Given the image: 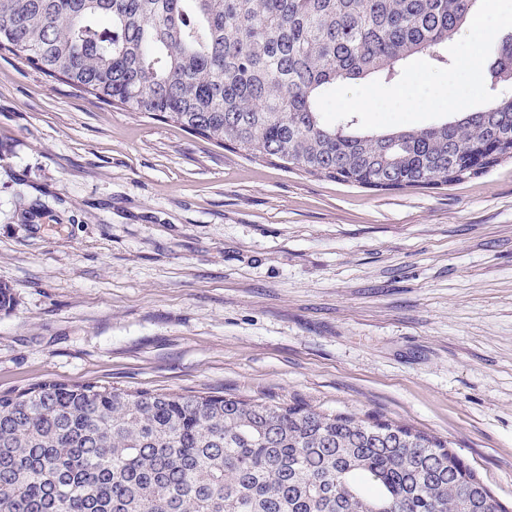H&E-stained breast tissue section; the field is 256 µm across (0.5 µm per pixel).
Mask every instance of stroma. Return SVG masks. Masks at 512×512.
<instances>
[{
  "label": "stroma",
  "mask_w": 512,
  "mask_h": 512,
  "mask_svg": "<svg viewBox=\"0 0 512 512\" xmlns=\"http://www.w3.org/2000/svg\"><path fill=\"white\" fill-rule=\"evenodd\" d=\"M481 41L365 90L362 127H420L512 95L491 83L512 0ZM479 44V77L462 62ZM429 106L410 109V95ZM0 393L46 380L233 394L389 419L447 441L512 510V158L375 190L248 159L0 54Z\"/></svg>",
  "instance_id": "obj_1"
}]
</instances>
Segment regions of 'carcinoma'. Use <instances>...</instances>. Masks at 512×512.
I'll return each mask as SVG.
<instances>
[{"instance_id": "carcinoma-1", "label": "carcinoma", "mask_w": 512, "mask_h": 512, "mask_svg": "<svg viewBox=\"0 0 512 512\" xmlns=\"http://www.w3.org/2000/svg\"><path fill=\"white\" fill-rule=\"evenodd\" d=\"M481 0H0V53L287 170L373 189L512 157V99L363 130L318 104L394 78ZM494 78L512 83V39ZM507 512L447 443L390 420L50 379L0 394V512Z\"/></svg>"}]
</instances>
